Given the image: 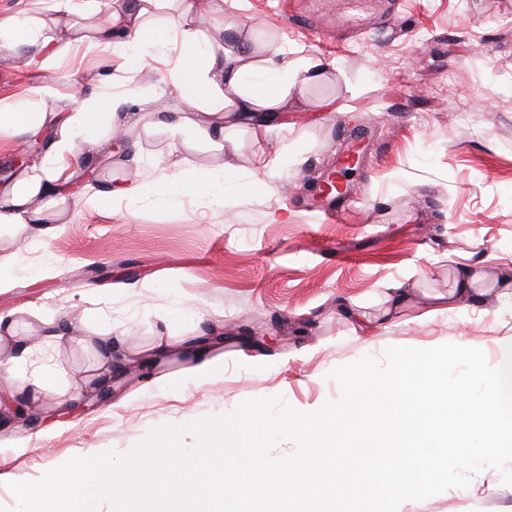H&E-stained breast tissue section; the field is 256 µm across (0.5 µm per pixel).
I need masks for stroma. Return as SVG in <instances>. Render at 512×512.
<instances>
[{
    "label": "stroma",
    "instance_id": "1",
    "mask_svg": "<svg viewBox=\"0 0 512 512\" xmlns=\"http://www.w3.org/2000/svg\"><path fill=\"white\" fill-rule=\"evenodd\" d=\"M299 9L308 17L301 29L278 0H201L185 22L211 42L246 24L336 63L306 92L308 108L289 113L286 131L250 130L220 145L184 132L178 156L191 166L217 171L231 159L243 168L224 206L188 194L84 207L106 185L179 175L168 131L146 119L130 149L107 137L84 148L94 178L62 212L44 214L49 236L0 229V255L14 256L12 286L0 291V314L12 320L0 333V506L15 505L10 483L75 456L126 455L161 424L277 395L316 410L340 395L333 369L389 347L454 343L482 349L488 363L499 358L512 336V0H304ZM70 23L72 44L52 64L0 49V100L46 83L55 95L41 111L70 112L136 87L149 111H186L154 47H140L146 65L131 71L100 40L106 5ZM326 97L335 111L318 109ZM352 152L353 202L327 217L315 207L320 184ZM258 155L269 169L256 191L248 173ZM465 269L484 294L448 303ZM209 336L219 342L206 355L152 366L155 354ZM20 352L23 371H8ZM137 362L110 398L96 399L113 366ZM47 365L57 377L42 390L35 381ZM403 512H512V486L486 469L469 487Z\"/></svg>",
    "mask_w": 512,
    "mask_h": 512
}]
</instances>
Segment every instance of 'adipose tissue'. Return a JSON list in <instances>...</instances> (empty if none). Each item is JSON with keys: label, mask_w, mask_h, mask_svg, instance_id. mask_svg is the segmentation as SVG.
<instances>
[{"label": "adipose tissue", "mask_w": 512, "mask_h": 512, "mask_svg": "<svg viewBox=\"0 0 512 512\" xmlns=\"http://www.w3.org/2000/svg\"><path fill=\"white\" fill-rule=\"evenodd\" d=\"M169 7L175 8V16L157 19V11ZM195 7L196 0H114L111 25L102 33L135 69L144 62L136 52L141 44H152L174 55L169 76L190 109L170 123L172 139H179L187 127L209 139L225 138L233 129H272L275 123L287 120L298 94L327 79L336 67L335 62L298 50L273 47L249 27L236 28L222 43L200 41L188 30L176 31V17L189 16ZM56 42L55 36L45 34L26 17L0 21L1 47H31L53 58L59 53ZM53 93V87L43 85L36 88L34 98L0 105V131L10 129L18 135L34 136L46 121L58 125V134L48 139L42 157L0 191L2 225L29 228L40 223L46 211L62 209L66 203L63 191L77 172L81 154L78 142L98 145L105 128L113 136H126L142 119V102L135 88L122 94H99L65 115L34 108L33 99L42 100ZM234 170V164L228 162L220 172L192 168L182 171L180 177L148 185L118 183L87 195L84 203L98 209L147 192L165 201L190 191L221 201L229 190L226 176Z\"/></svg>", "instance_id": "ef3b65f1"}]
</instances>
